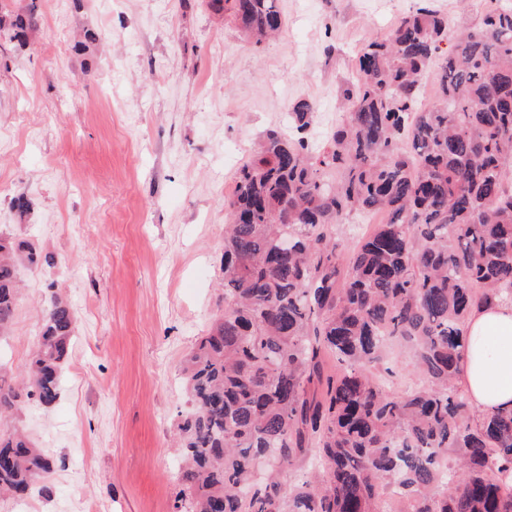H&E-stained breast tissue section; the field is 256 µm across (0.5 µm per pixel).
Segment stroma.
<instances>
[{
	"instance_id": "35a3bbf8",
	"label": "stroma",
	"mask_w": 512,
	"mask_h": 512,
	"mask_svg": "<svg viewBox=\"0 0 512 512\" xmlns=\"http://www.w3.org/2000/svg\"><path fill=\"white\" fill-rule=\"evenodd\" d=\"M31 1L30 43L0 33V233L43 260L19 269L0 365L24 374L51 294L75 332L56 401L14 417L53 471L0 512H185L181 367L224 311L236 174L297 103L324 140L361 47L416 0H280L284 27L259 45L208 0L0 3ZM373 374L396 396L421 380L398 344Z\"/></svg>"
}]
</instances>
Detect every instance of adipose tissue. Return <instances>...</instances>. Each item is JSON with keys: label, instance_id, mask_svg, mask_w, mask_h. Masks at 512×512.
<instances>
[{"label": "adipose tissue", "instance_id": "ef3b65f1", "mask_svg": "<svg viewBox=\"0 0 512 512\" xmlns=\"http://www.w3.org/2000/svg\"><path fill=\"white\" fill-rule=\"evenodd\" d=\"M461 331L457 386L479 412L512 409V304L473 308Z\"/></svg>", "mask_w": 512, "mask_h": 512}]
</instances>
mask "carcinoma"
Returning a JSON list of instances; mask_svg holds the SVG:
<instances>
[{
	"label": "carcinoma",
	"mask_w": 512,
	"mask_h": 512,
	"mask_svg": "<svg viewBox=\"0 0 512 512\" xmlns=\"http://www.w3.org/2000/svg\"><path fill=\"white\" fill-rule=\"evenodd\" d=\"M260 44L276 35L277 0H210ZM37 5L0 12L25 41ZM436 64L441 94L420 107ZM345 115L321 146L311 107L296 134L271 130L239 170L224 225V314L185 360L195 411L178 424L186 512H512V410L468 415L456 387L471 310L512 302V3L455 25L432 0L357 57ZM382 213L342 272L332 226ZM31 246L0 235V334ZM51 299L21 386L0 381V415L21 396L56 401L73 337ZM392 338L415 348L426 386L400 396L373 379ZM327 466L318 490L263 472L270 450ZM52 461L0 430V494L25 495Z\"/></svg>",
	"instance_id": "cac0c4a2"
}]
</instances>
